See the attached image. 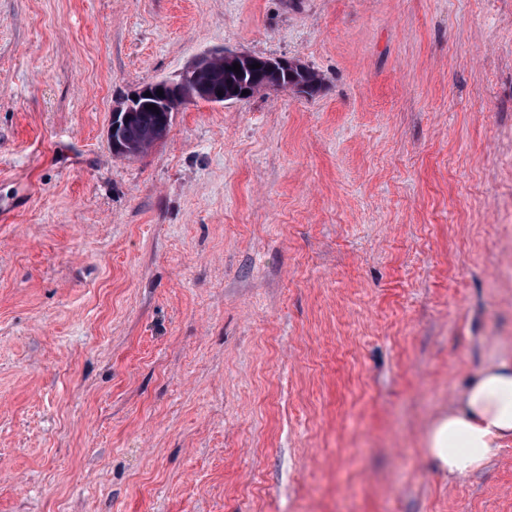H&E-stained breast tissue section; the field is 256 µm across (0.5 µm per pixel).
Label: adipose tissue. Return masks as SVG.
I'll list each match as a JSON object with an SVG mask.
<instances>
[{"label": "adipose tissue", "mask_w": 512, "mask_h": 512, "mask_svg": "<svg viewBox=\"0 0 512 512\" xmlns=\"http://www.w3.org/2000/svg\"><path fill=\"white\" fill-rule=\"evenodd\" d=\"M512 444V360L480 368L425 435V455L449 477L474 473Z\"/></svg>", "instance_id": "obj_1"}]
</instances>
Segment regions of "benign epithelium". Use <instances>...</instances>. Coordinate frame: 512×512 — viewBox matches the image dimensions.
<instances>
[{
    "instance_id": "obj_1",
    "label": "benign epithelium",
    "mask_w": 512,
    "mask_h": 512,
    "mask_svg": "<svg viewBox=\"0 0 512 512\" xmlns=\"http://www.w3.org/2000/svg\"><path fill=\"white\" fill-rule=\"evenodd\" d=\"M221 58L226 64L237 63L242 67L258 63L264 70L276 71L280 68L300 67L302 63L297 59H288L285 57H256L252 54L238 51H210L197 55L185 68L173 79H162L153 84L144 86L135 91L133 95L122 101L112 112V123L109 136L112 146V152L117 155L132 157L135 154L130 148L120 143L123 126L128 122L132 113L138 111L141 107L149 104L155 105V109L162 113L164 123L171 120L172 102L185 101L187 103L206 101L208 103L222 104L228 96L222 95L224 88L211 84L209 82L199 83L195 88H187V81L198 77V75L208 71L212 62ZM163 90V96L157 95V90ZM151 93V96H145V93Z\"/></svg>"
}]
</instances>
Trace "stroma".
Segmentation results:
<instances>
[{
  "mask_svg": "<svg viewBox=\"0 0 512 512\" xmlns=\"http://www.w3.org/2000/svg\"><path fill=\"white\" fill-rule=\"evenodd\" d=\"M228 49L318 94L112 110ZM512 357V0H0V512H512L432 419Z\"/></svg>",
  "mask_w": 512,
  "mask_h": 512,
  "instance_id": "obj_1",
  "label": "stroma"
}]
</instances>
